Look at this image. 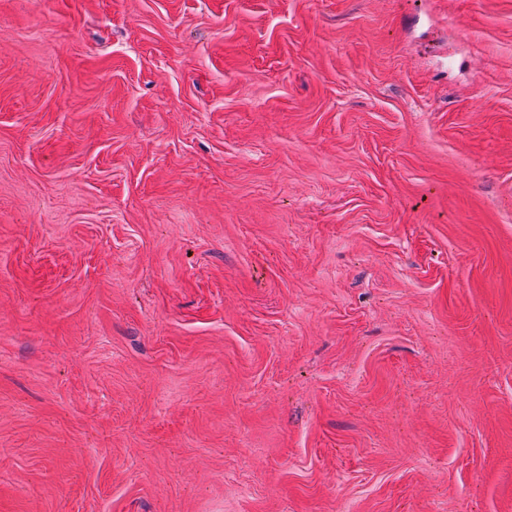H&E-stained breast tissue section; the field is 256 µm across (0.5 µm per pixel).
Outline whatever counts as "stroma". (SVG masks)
Segmentation results:
<instances>
[{"label":"stroma","instance_id":"stroma-1","mask_svg":"<svg viewBox=\"0 0 512 512\" xmlns=\"http://www.w3.org/2000/svg\"><path fill=\"white\" fill-rule=\"evenodd\" d=\"M0 512H512V0H0Z\"/></svg>","mask_w":512,"mask_h":512}]
</instances>
